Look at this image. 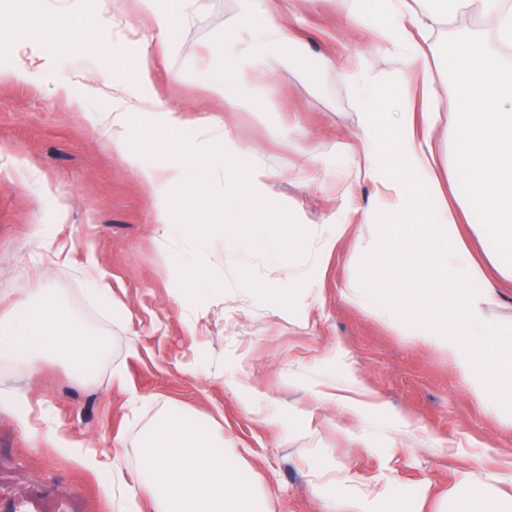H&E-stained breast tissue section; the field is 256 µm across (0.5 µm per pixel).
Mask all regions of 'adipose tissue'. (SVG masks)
<instances>
[{
    "label": "adipose tissue",
    "instance_id": "adipose-tissue-1",
    "mask_svg": "<svg viewBox=\"0 0 512 512\" xmlns=\"http://www.w3.org/2000/svg\"><path fill=\"white\" fill-rule=\"evenodd\" d=\"M459 2L484 18L486 27L450 37L443 13L426 8V0H353L346 25L368 29L395 58L399 73L413 79L389 96L381 75L359 63L348 67L346 79L360 114L355 140L340 145L347 162L336 176L316 186L325 193L346 192L368 181L377 205L404 214L415 209L418 199L426 200L432 223L391 227L403 258L426 274L414 316L416 333L447 349L449 363L483 408L512 429V347L501 343L503 329L489 316L501 289L512 288V0ZM248 4L251 12L272 17V24L257 33L232 18L227 36L250 76L265 82L295 62L278 48L288 25L277 15V0ZM443 39L448 72L463 105V121L449 130L448 138L475 144L473 152L454 151L448 164L455 175L445 182L437 173L433 144L440 91L430 75ZM378 110L390 118L385 137L374 117ZM220 146L229 198L269 195L273 170L249 159L231 131H223ZM386 147L404 157L403 169L389 173L376 165ZM182 152L180 164L138 170L156 194L153 222L164 240L177 235L198 239L210 229L197 220L189 200L184 220H174L169 187L210 165L208 154L191 141L184 139ZM108 349L103 336L74 330L69 313L46 290L0 322V360L30 371L53 354L67 355L80 371ZM143 455L142 485L152 497L153 512H264L247 479L246 461L226 455L196 423L173 415L158 418Z\"/></svg>",
    "mask_w": 512,
    "mask_h": 512
}]
</instances>
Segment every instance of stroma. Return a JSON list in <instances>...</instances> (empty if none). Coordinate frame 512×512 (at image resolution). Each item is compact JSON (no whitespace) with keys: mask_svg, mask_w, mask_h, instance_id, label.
Segmentation results:
<instances>
[{"mask_svg":"<svg viewBox=\"0 0 512 512\" xmlns=\"http://www.w3.org/2000/svg\"><path fill=\"white\" fill-rule=\"evenodd\" d=\"M25 2L0 0V17L34 28L74 8L80 30L76 48L51 65L0 33V70L23 64L30 72L0 81V142L8 146L0 156V318L49 288L74 326L108 336L111 351L99 371L81 376L64 359L44 360L33 374L0 361V392L24 394L28 408L24 427L0 411V512H115L106 473L62 454L50 435L118 464L136 486L143 438L165 413L198 419L245 459L268 512H330L349 501L362 512L412 503L420 512H462L476 499L487 512H512V431L472 397L446 352L345 297L346 286L371 273L349 240L322 264L307 258L304 243L288 242L297 221L355 224L372 201L368 182L325 196L307 181L341 164L333 146L356 129L348 66L392 68L370 33L340 31L347 0H294L298 41L287 50L299 68L257 88L224 65L233 52L224 23L241 0H199L168 56L158 53L139 0H119L107 30L97 25L96 0H42L39 15L27 18ZM147 51L156 59L153 91L221 116L243 147L281 173L272 217L283 251L257 238L258 207L244 200L225 208L219 174L194 178L213 233L171 242L154 234V195L126 158L164 167L177 160L179 142L144 104L128 116L122 157L100 121L122 107L104 82L147 97L137 74ZM211 71L241 95L240 111L212 96ZM61 83L69 94L58 92ZM227 240L235 250L225 251ZM197 261L207 274L186 288ZM90 263L124 316L107 318L88 302L79 271ZM291 275L298 281L284 299L269 295ZM420 279L401 264L385 302L408 309ZM116 371L123 383L113 382ZM346 377L349 401L318 399L323 385Z\"/></svg>","mask_w":512,"mask_h":512,"instance_id":"stroma-1","label":"stroma"}]
</instances>
